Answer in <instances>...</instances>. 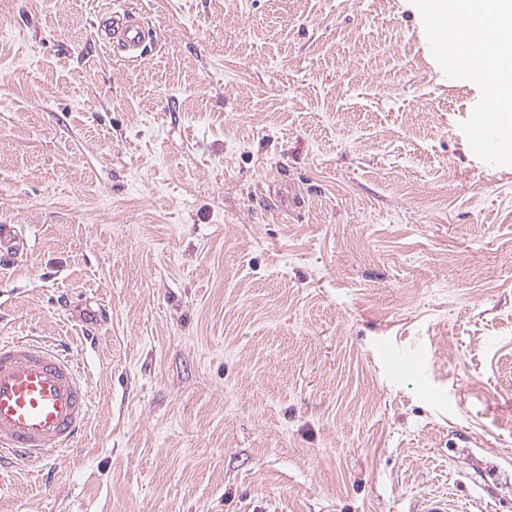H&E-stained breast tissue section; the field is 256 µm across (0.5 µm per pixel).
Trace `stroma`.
<instances>
[{
	"label": "stroma",
	"mask_w": 512,
	"mask_h": 512,
	"mask_svg": "<svg viewBox=\"0 0 512 512\" xmlns=\"http://www.w3.org/2000/svg\"><path fill=\"white\" fill-rule=\"evenodd\" d=\"M0 0V339L89 382L0 512H512V166L411 0ZM474 435L469 447L460 437ZM107 35L116 36L122 50L130 59L138 57L146 33L143 21L128 9L112 10L105 26ZM26 243L11 229L9 224L0 225V258L17 255L24 250ZM420 512H464L459 502L448 495H429L423 498Z\"/></svg>",
	"instance_id": "1"
}]
</instances>
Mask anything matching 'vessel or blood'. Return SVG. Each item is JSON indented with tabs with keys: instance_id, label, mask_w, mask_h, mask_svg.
Segmentation results:
<instances>
[{
	"instance_id": "vessel-or-blood-1",
	"label": "vessel or blood",
	"mask_w": 512,
	"mask_h": 512,
	"mask_svg": "<svg viewBox=\"0 0 512 512\" xmlns=\"http://www.w3.org/2000/svg\"><path fill=\"white\" fill-rule=\"evenodd\" d=\"M105 30L128 58L144 45L143 21L113 11ZM92 398L73 359L49 338L0 341V465L43 463L69 449L85 429ZM420 512H464L447 495L423 498Z\"/></svg>"
}]
</instances>
